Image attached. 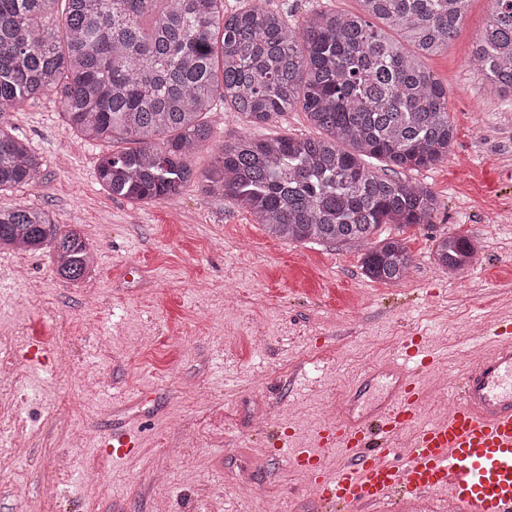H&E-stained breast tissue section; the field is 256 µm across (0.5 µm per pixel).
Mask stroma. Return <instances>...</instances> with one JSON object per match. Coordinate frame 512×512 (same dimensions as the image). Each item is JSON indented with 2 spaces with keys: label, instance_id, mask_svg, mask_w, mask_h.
I'll list each match as a JSON object with an SVG mask.
<instances>
[{
  "label": "stroma",
  "instance_id": "obj_1",
  "mask_svg": "<svg viewBox=\"0 0 512 512\" xmlns=\"http://www.w3.org/2000/svg\"><path fill=\"white\" fill-rule=\"evenodd\" d=\"M491 8L472 0L447 50L423 61L448 92L455 134L441 162L401 173L439 207L404 229L413 263L397 284L369 280L356 251L273 239L194 183L171 200L112 198L95 168L123 143L84 139L50 95L12 112L45 167L0 203L81 225L97 272L66 284L48 253L0 251V360L15 372L0 433L28 443L21 458L0 446V512H312L314 485L276 439L310 443L360 373L408 336L436 359L417 376L429 393L421 422L448 412L465 352L512 313V93L488 86L472 57ZM207 120L214 143L193 155L199 172L214 144L245 130L234 112ZM443 234L476 247L453 277L429 259ZM116 430L138 434L120 462L105 448Z\"/></svg>",
  "mask_w": 512,
  "mask_h": 512
}]
</instances>
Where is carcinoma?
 I'll return each instance as SVG.
<instances>
[{"instance_id":"carcinoma-1","label":"carcinoma","mask_w":512,"mask_h":512,"mask_svg":"<svg viewBox=\"0 0 512 512\" xmlns=\"http://www.w3.org/2000/svg\"><path fill=\"white\" fill-rule=\"evenodd\" d=\"M265 2L230 11L224 0H0V193L39 183L43 159L9 116L51 94L86 139L129 144L97 165L112 196L168 200L196 179L278 240L352 249L368 278L403 281L405 240L375 234L428 224L437 210L432 191L390 172L448 155V93L420 60L448 46L470 0H357L355 12L319 7L300 26ZM473 57L486 82L512 92V0H493ZM220 103L246 131L198 174L191 159L214 141L205 116ZM295 107L321 136L259 133ZM2 249L49 252L66 283L95 271L81 228L44 209L0 204ZM474 253L447 234L433 260L457 272Z\"/></svg>"}]
</instances>
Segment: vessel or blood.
<instances>
[{
    "mask_svg": "<svg viewBox=\"0 0 512 512\" xmlns=\"http://www.w3.org/2000/svg\"><path fill=\"white\" fill-rule=\"evenodd\" d=\"M431 364L425 344L407 340L398 362L364 373L310 447L294 449L296 467L311 476L329 512L436 493L455 512H512V325L498 326L482 361L462 372L448 413L422 424L427 393L417 374ZM382 376L389 379L383 399L356 412L361 389ZM329 451L339 463L328 471L321 457Z\"/></svg>",
    "mask_w": 512,
    "mask_h": 512,
    "instance_id": "vessel-or-blood-1",
    "label": "vessel or blood"
}]
</instances>
